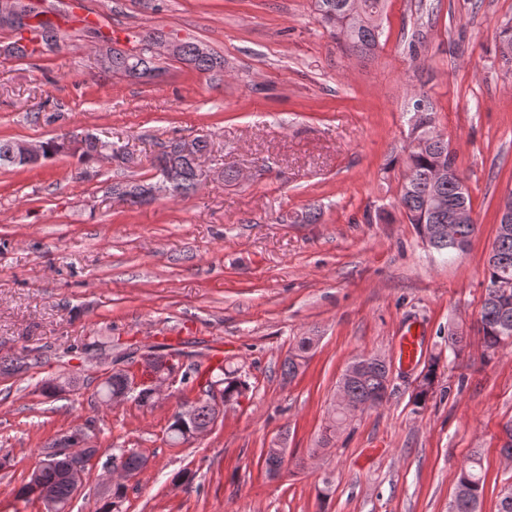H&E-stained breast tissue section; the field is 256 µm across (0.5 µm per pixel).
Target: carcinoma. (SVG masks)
Returning <instances> with one entry per match:
<instances>
[{
	"label": "carcinoma",
	"mask_w": 512,
	"mask_h": 512,
	"mask_svg": "<svg viewBox=\"0 0 512 512\" xmlns=\"http://www.w3.org/2000/svg\"><path fill=\"white\" fill-rule=\"evenodd\" d=\"M347 0H314V10L319 22L330 30L333 37L339 39L344 51L350 56L366 57L371 55L379 45L382 33L381 17L385 0H359L361 17L346 27L341 25ZM43 12L32 7L28 18L34 23L18 24L9 31L14 33L16 39L9 42L7 47L13 51L17 58H27L35 54L48 51L49 42L59 33V25L49 18H41ZM31 34L38 43V48L31 50L23 44L26 34ZM153 37H148L144 47L137 54L127 53L113 48L108 49L112 56L111 73L125 77L141 79L153 77L158 71L154 65L153 55L150 52ZM179 61L188 67L201 72L224 71V57L206 51H199V45L184 42L183 54ZM413 115L409 126L408 153L404 159L405 174L411 175L406 182L399 198V207L408 223L412 224L417 234H422L423 226L428 224H447L453 210L461 205L472 206L470 195L462 194L461 185L464 179L456 163V154L449 148L448 141L431 142L426 137L425 125L436 122L437 112L433 105L424 98H417L412 105ZM65 136H56L44 141L43 159H49L66 153ZM109 145V142L94 137L86 141L79 152L72 156L81 162L95 160L98 149ZM209 151V144L203 138H194L190 141L173 140L154 158L152 167L156 170L155 176H160L171 168L179 169V180L175 188V196L188 197L194 193L201 183L200 173L194 158ZM448 160L451 172L440 184L430 181V172L440 159ZM27 166L22 158L18 157V141L0 140V169L19 168ZM151 183L141 180L128 184V189L121 194L122 200L131 206L144 203L145 195ZM492 251L495 261L488 263L487 284L498 280H507L512 283V229L499 231L496 234ZM479 321L482 324L483 339L486 347L492 350L499 349L506 344H512V302L503 304L492 293H487L480 309ZM313 337L299 338L289 352L282 365V374L288 379L295 378L300 369L307 362V354L311 349ZM357 362L364 364L360 376L349 384L351 399L363 405V409H372L382 406L377 401L384 383L387 380L388 370L384 361L375 355H361ZM32 366L26 358L20 357L9 362H0V373L14 375L27 371ZM437 362L431 360L421 370L423 382L419 390L412 394V403L417 409L426 406L433 394ZM214 377L222 381L224 399L238 400L247 390L246 381L235 375V372L224 369V365L214 368ZM212 377V378H214ZM212 378L202 379L198 369L186 370L181 380L189 383L197 382L201 396L196 398L195 420L198 425L204 426L212 419V408L205 396L209 395ZM125 391L123 376L119 372L101 383L99 393L107 398L111 395ZM71 459L65 454L52 452L45 453L40 465L41 480L52 486L59 508L63 509L72 498L67 472ZM457 485L468 490V496L450 504L449 512H479L480 502L484 492L485 473H483L481 458L472 456L460 468ZM126 496V486L118 484L112 488V499L104 501L96 512H115L118 503Z\"/></svg>",
	"instance_id": "1"
}]
</instances>
